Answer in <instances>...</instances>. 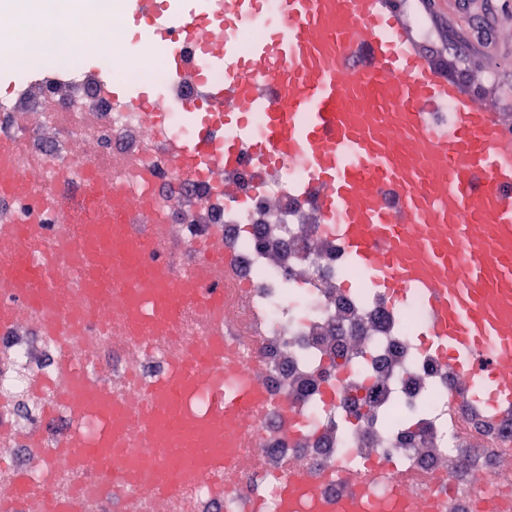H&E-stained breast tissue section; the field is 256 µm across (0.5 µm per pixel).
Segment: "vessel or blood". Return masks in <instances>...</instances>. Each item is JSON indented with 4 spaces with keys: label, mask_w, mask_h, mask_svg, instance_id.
I'll return each mask as SVG.
<instances>
[{
    "label": "vessel or blood",
    "mask_w": 512,
    "mask_h": 512,
    "mask_svg": "<svg viewBox=\"0 0 512 512\" xmlns=\"http://www.w3.org/2000/svg\"><path fill=\"white\" fill-rule=\"evenodd\" d=\"M403 0H224L223 12L166 18L164 0H134L128 24L150 26L175 46L169 65L202 89L191 109L193 135L168 143L179 171L202 166L261 172L305 166L316 204L345 256L392 303L421 296L430 335L463 389L500 415L512 413V115L495 112L416 48ZM267 22L266 37L241 52L237 31ZM213 61L223 81L199 65ZM264 113L262 133L250 115ZM34 224H0V328L32 319L41 336L66 344L73 323L87 335L140 341L146 351L174 335L187 307L207 322L204 336L168 350L159 378L115 393L94 372L95 357L63 355L47 395L46 422L68 412L57 443L25 435L43 466L68 455L85 491L48 481L31 490L27 473L0 488V512H174L198 484L224 493V467L244 436L245 411H263L264 390L234 385L241 364L224 356V241L175 269L161 246L165 225L148 233L120 217L129 193L109 196L94 223L69 235L58 207L33 180L1 161ZM96 424L87 434L84 422ZM280 512H397L361 486L328 502L304 474L283 480Z\"/></svg>",
    "instance_id": "b4317fda"
}]
</instances>
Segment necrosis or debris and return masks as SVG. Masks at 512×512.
<instances>
[{"mask_svg":"<svg viewBox=\"0 0 512 512\" xmlns=\"http://www.w3.org/2000/svg\"><path fill=\"white\" fill-rule=\"evenodd\" d=\"M41 2L36 14L0 13V30L22 33L0 39V62H32L0 96V139L15 143L13 163L70 201V228L91 221L102 201L88 186L101 167L73 157L68 143L84 132L82 113L98 111L95 135L129 159L114 180L146 203L130 223L182 224L181 265L221 233L238 288L230 300L238 324L226 328L224 351L259 374L274 399L266 412L249 414L223 496L196 486L191 512H240L245 495L257 512H277L281 480L295 471L319 474L329 497L367 478L370 496L411 501L417 512H428L429 498L443 512H484L471 492L480 480L493 489L496 512H512V474L501 466L512 454V415L450 403L454 377L424 344L422 299L410 294L395 306L367 286L338 248L334 225L324 223L313 196L301 194L307 172L272 168L260 181L246 166L219 177L208 168L178 174L167 140L191 135L196 115L184 106L198 88L159 66L172 46L151 28L129 31L120 0H85L78 15L58 10L57 0ZM90 52L96 60L88 66L82 58ZM116 77L132 95L147 88L166 99L164 123L130 97L107 94L105 82ZM353 281L359 289H350ZM89 344L100 356L112 351L111 337L78 329L65 347L32 329L0 334V408L14 426L40 428L44 399L32 380L53 379L64 353L81 354ZM332 365L344 371L334 391L316 380ZM285 411L298 417L294 433L281 426Z\"/></svg>","mask_w":512,"mask_h":512,"instance_id":"4bbe7bcc","label":"necrosis or debris"}]
</instances>
